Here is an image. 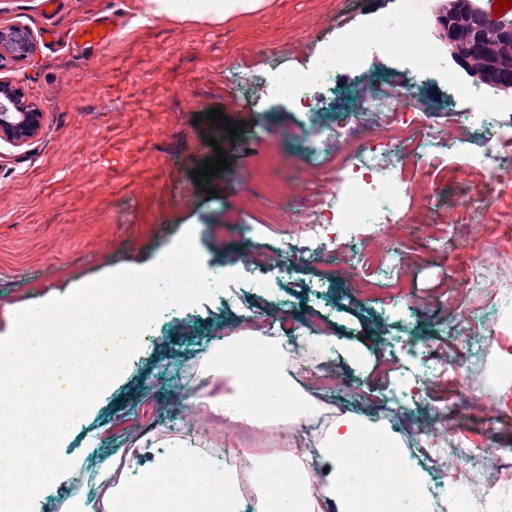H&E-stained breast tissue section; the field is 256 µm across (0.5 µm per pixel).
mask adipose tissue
Wrapping results in <instances>:
<instances>
[{"mask_svg": "<svg viewBox=\"0 0 512 512\" xmlns=\"http://www.w3.org/2000/svg\"><path fill=\"white\" fill-rule=\"evenodd\" d=\"M269 5L270 0H142L138 21L221 24ZM286 358L263 336L220 343L198 375L224 379L230 390L206 385L186 398L187 412L229 425L257 419L307 422L313 416L310 397L293 389ZM203 443L191 428L176 437H143L137 452L99 463L95 479L104 489L101 498H74L62 512H433L426 476L404 460L384 419L337 416L312 458L289 452L252 457L247 497L240 492L237 467L208 461ZM319 464L324 473L316 472Z\"/></svg>", "mask_w": 512, "mask_h": 512, "instance_id": "adipose-tissue-1", "label": "adipose tissue"}]
</instances>
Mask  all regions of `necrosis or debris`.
<instances>
[{"mask_svg":"<svg viewBox=\"0 0 512 512\" xmlns=\"http://www.w3.org/2000/svg\"><path fill=\"white\" fill-rule=\"evenodd\" d=\"M399 53L415 58L423 69L435 66L424 42L422 10L415 7L405 14L383 22L380 33H354L343 46H328L322 65L310 75L288 70L279 47H270L280 76L267 81L264 74L243 65L226 66L234 83L261 86L265 97L288 98L299 103L310 100L312 84L331 83L340 64L355 63L362 54ZM461 95L472 103L470 122L485 126L491 144L476 169L481 188L465 207L473 217L486 214L495 196L512 190V125L491 122L503 104L468 87ZM360 111L365 123L344 127L336 134L317 136L308 146L311 179L306 194L287 202L283 186L287 173L273 162L259 181L262 200L254 213L258 224H284L285 229L269 257L260 265L252 287H265L268 280L282 275L289 257L312 258L344 245V257L351 268L371 264L381 271L380 281L354 276V287L400 289L406 274L397 243L385 238L382 230L404 223L407 216L420 209H430L432 201L448 185L449 170L439 157L456 147L450 139L452 114L426 110L412 101L403 87H381L368 93ZM411 156L415 174L403 176L395 164L396 154ZM375 241L373 253L351 252L352 243L362 239Z\"/></svg>","mask_w":512,"mask_h":512,"instance_id":"necrosis-or-debris-1","label":"necrosis or debris"}]
</instances>
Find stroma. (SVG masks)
Returning <instances> with one entry per match:
<instances>
[{
  "label": "stroma",
  "instance_id": "stroma-1",
  "mask_svg": "<svg viewBox=\"0 0 512 512\" xmlns=\"http://www.w3.org/2000/svg\"><path fill=\"white\" fill-rule=\"evenodd\" d=\"M417 0H273L263 13L244 15L221 26L158 20L137 24L140 0H57L44 13L42 0H0V26L29 29L36 52L10 61L0 78L15 82L25 97L44 109L40 135L22 147L0 142V336L9 332L6 307L37 295L65 291L73 282L94 279L107 268L151 265L161 250L186 229L213 278L232 270L241 282L211 299L164 310L142 337L139 353L125 376L114 383L96 410L85 417L62 455H81L85 472L64 476L38 498L33 512H60L76 493L95 496L86 472L102 459L128 450L139 438L180 435L186 428L184 401L200 357L236 329L241 306H248L268 336L289 349L320 353V370L337 378L334 391L315 393L330 416L353 412L374 421L388 419L392 436L429 484L440 469L420 455L422 422H435L433 375L417 350L458 348L470 361L461 373L463 388L450 418L459 435L456 453L465 464V481L448 496L467 504V512H512V479L500 478L502 463L489 446L512 448V416L489 420L485 406L512 405V364L500 368L492 387L476 383L474 366L512 346V297L501 298L497 284L512 283V194L492 202L484 221L470 223L459 249L443 255L423 251L425 240L444 221L463 212L462 203L479 185L470 165L489 150L484 130L447 155L458 172L431 211L402 225L399 245L412 276L401 296L388 290L356 294L346 287L333 258L293 261L271 289L250 288L257 263L248 261L255 243L270 247L276 229L251 223L258 201L241 196L240 184L266 157L288 146L287 196H301L310 174L306 141L318 133L356 122L364 96L378 86L408 85L418 106L466 115L470 101L448 82L456 66L434 35H427L443 70L419 72L412 58L369 55L356 67L338 68L336 86L314 88V114L285 100L264 99L259 88L240 87L224 75L241 61L261 72L270 64L268 46L288 51V68L315 70L326 43L394 17ZM120 24L112 42L99 48L73 44L76 26L111 14ZM222 109L242 123L238 137L212 135L207 114ZM216 145H208V137ZM235 166L209 181L207 197L192 172L215 148ZM479 260L477 283L462 284L453 273L462 261ZM466 288L460 302L471 311L472 332L453 335L445 292ZM318 319L321 336L306 333ZM416 368L418 389L402 409L388 399L382 375L388 366ZM496 484L491 504L474 497L476 482Z\"/></svg>",
  "mask_w": 512,
  "mask_h": 512
}]
</instances>
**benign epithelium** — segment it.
Instances as JSON below:
<instances>
[{"label":"benign epithelium","mask_w":512,"mask_h":512,"mask_svg":"<svg viewBox=\"0 0 512 512\" xmlns=\"http://www.w3.org/2000/svg\"><path fill=\"white\" fill-rule=\"evenodd\" d=\"M437 37L451 60L474 82L495 92L512 94V57L489 50V25L475 0H443L435 14ZM31 32L22 27H0V70L4 62L33 54ZM43 109L22 96L12 82L0 80V140L22 147L38 136Z\"/></svg>","instance_id":"benign-epithelium-1"}]
</instances>
